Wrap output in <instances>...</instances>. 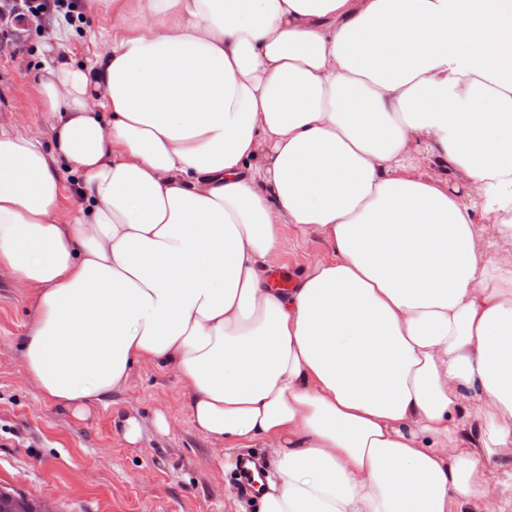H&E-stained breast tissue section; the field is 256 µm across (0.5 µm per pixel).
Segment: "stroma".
I'll list each match as a JSON object with an SVG mask.
<instances>
[{
	"label": "stroma",
	"mask_w": 512,
	"mask_h": 512,
	"mask_svg": "<svg viewBox=\"0 0 512 512\" xmlns=\"http://www.w3.org/2000/svg\"><path fill=\"white\" fill-rule=\"evenodd\" d=\"M110 20L85 14L73 20L63 54L82 64L108 41ZM53 21L0 29V125L21 132H46L37 78L49 55L44 49ZM281 269L290 279L331 248L314 232L282 227ZM33 317L23 291L0 271V488L47 502L53 512H258V502L237 492L242 456L201 434L171 373L143 364L108 409L84 420L60 410L26 386L19 343ZM165 412L169 433L147 429L142 442L126 443L117 415L151 420Z\"/></svg>",
	"instance_id": "35a3bbf8"
}]
</instances>
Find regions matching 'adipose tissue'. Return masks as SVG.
Here are the masks:
<instances>
[{
    "label": "adipose tissue",
    "mask_w": 512,
    "mask_h": 512,
    "mask_svg": "<svg viewBox=\"0 0 512 512\" xmlns=\"http://www.w3.org/2000/svg\"><path fill=\"white\" fill-rule=\"evenodd\" d=\"M91 64L0 126L28 385L86 417L135 365L271 449L260 512H512V0H86ZM65 161L79 203L57 170ZM332 247L269 287L282 225Z\"/></svg>",
    "instance_id": "adipose-tissue-1"
}]
</instances>
